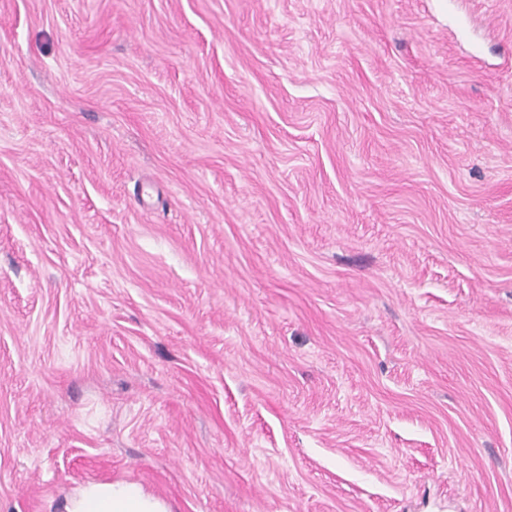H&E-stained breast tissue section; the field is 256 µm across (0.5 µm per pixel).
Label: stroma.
I'll return each instance as SVG.
<instances>
[{
    "label": "stroma",
    "instance_id": "1",
    "mask_svg": "<svg viewBox=\"0 0 512 512\" xmlns=\"http://www.w3.org/2000/svg\"><path fill=\"white\" fill-rule=\"evenodd\" d=\"M0 0V512H512V0ZM64 512H170L167 503L141 485L122 480L89 481L70 493Z\"/></svg>",
    "mask_w": 512,
    "mask_h": 512
}]
</instances>
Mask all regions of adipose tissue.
<instances>
[{"instance_id":"obj_1","label":"adipose tissue","mask_w":512,"mask_h":512,"mask_svg":"<svg viewBox=\"0 0 512 512\" xmlns=\"http://www.w3.org/2000/svg\"><path fill=\"white\" fill-rule=\"evenodd\" d=\"M63 512H170L167 503L141 485L122 480L89 481L70 493Z\"/></svg>"}]
</instances>
